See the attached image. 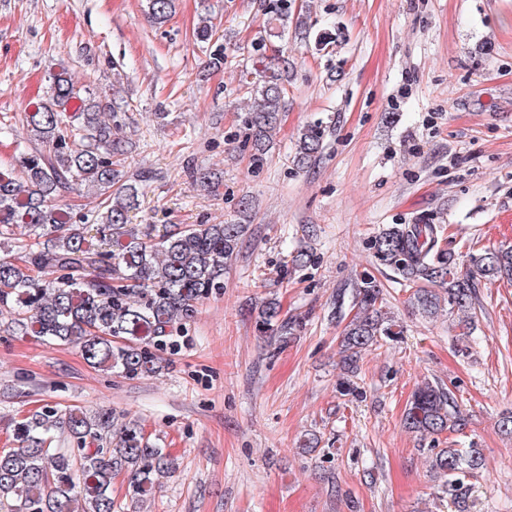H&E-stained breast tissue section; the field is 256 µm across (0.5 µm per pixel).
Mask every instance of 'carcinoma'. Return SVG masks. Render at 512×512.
I'll list each match as a JSON object with an SVG mask.
<instances>
[{"label": "carcinoma", "mask_w": 512, "mask_h": 512, "mask_svg": "<svg viewBox=\"0 0 512 512\" xmlns=\"http://www.w3.org/2000/svg\"><path fill=\"white\" fill-rule=\"evenodd\" d=\"M148 16L164 24L174 0H147ZM274 35L288 22V0L268 3ZM290 61L283 51L252 58L240 74L253 99L244 118L254 156L263 158L285 111ZM110 105L87 95L71 79L54 76L50 94L24 113L40 146L18 150L16 166L0 170V245L17 244L16 261H0V309L13 314V330L49 344H75L94 367L126 376H148L161 368L157 352L173 343L196 313L200 299L223 288L224 270L239 253L244 224H150L138 231L129 213L138 189L124 180L113 158L130 151L119 126L104 117ZM323 121L305 125L295 161L305 166L323 150ZM96 189L102 211L87 231L79 217L55 203L63 189ZM27 231L28 240L16 237ZM437 224H393L374 239L383 265L413 289L411 301L434 316L447 305L468 327L476 280H512V248L461 255L441 245ZM355 313L344 328L339 355L347 379L340 394L354 395L351 381L362 352L398 335L383 310V288L369 276L336 294L335 314L345 296ZM256 325L279 342L301 327L296 317L279 318L270 303ZM464 422L453 394L429 382L418 387L404 413L407 428L422 435L456 432ZM15 448L0 450V509L6 512H114L112 479L123 474L131 498L145 501L158 478L172 474L174 460L145 439L134 420L118 422L107 411L86 414L47 407L14 424ZM484 464L482 449L454 442L433 453L431 468L445 478L456 512H469L466 478Z\"/></svg>", "instance_id": "1"}]
</instances>
